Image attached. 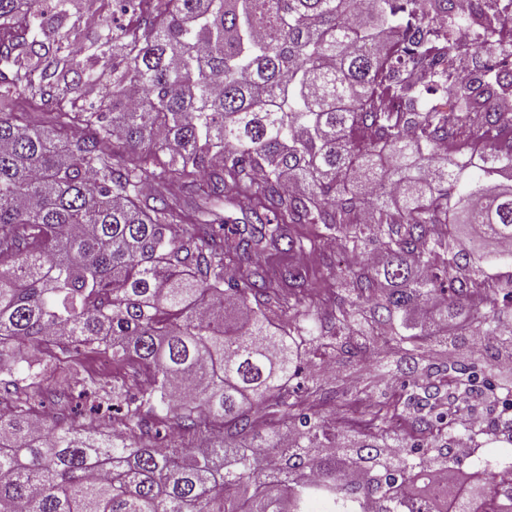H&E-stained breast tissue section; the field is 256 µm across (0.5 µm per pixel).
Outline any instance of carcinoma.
<instances>
[{"instance_id": "carcinoma-1", "label": "carcinoma", "mask_w": 512, "mask_h": 512, "mask_svg": "<svg viewBox=\"0 0 512 512\" xmlns=\"http://www.w3.org/2000/svg\"><path fill=\"white\" fill-rule=\"evenodd\" d=\"M135 21L90 36L81 0H0V383L41 388L50 343L92 347L141 378L112 386L132 433L29 422L28 401L0 416V512H512V485L487 471L451 500L413 492L448 463L459 429L441 379L488 381L448 353V335L492 336L512 355V275L488 282L487 240L512 244V17L497 7L450 82L449 53L470 23L454 0H116ZM109 83L96 101L83 89ZM394 99L398 108L386 109ZM49 105L48 120L21 112ZM483 156L444 157L442 141ZM298 181L285 191V178ZM256 201L258 233L181 196ZM476 230L457 248L452 230ZM334 237L354 261L336 270L327 318L307 310L316 272L294 260ZM264 252L291 261L231 256ZM429 306L418 323L409 315ZM407 362L406 406L426 445L377 406L345 441L292 389L302 349L362 359L378 341ZM176 423V448L152 431ZM396 448L402 463L381 460ZM352 451L366 463L344 473Z\"/></svg>"}]
</instances>
